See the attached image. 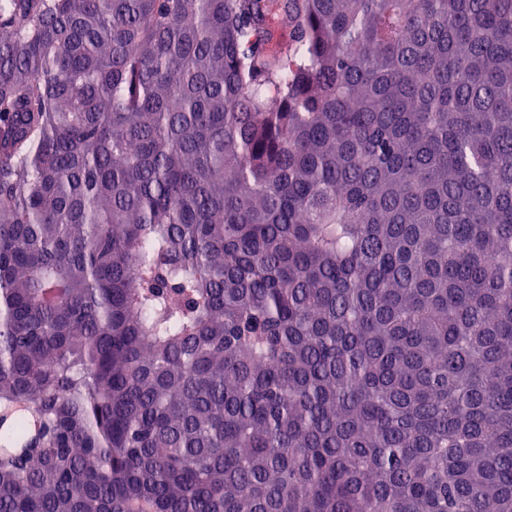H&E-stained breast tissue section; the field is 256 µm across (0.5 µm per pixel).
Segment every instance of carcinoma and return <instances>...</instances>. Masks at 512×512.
Listing matches in <instances>:
<instances>
[{"mask_svg": "<svg viewBox=\"0 0 512 512\" xmlns=\"http://www.w3.org/2000/svg\"><path fill=\"white\" fill-rule=\"evenodd\" d=\"M0 512H512V0H0Z\"/></svg>", "mask_w": 512, "mask_h": 512, "instance_id": "1", "label": "carcinoma"}]
</instances>
